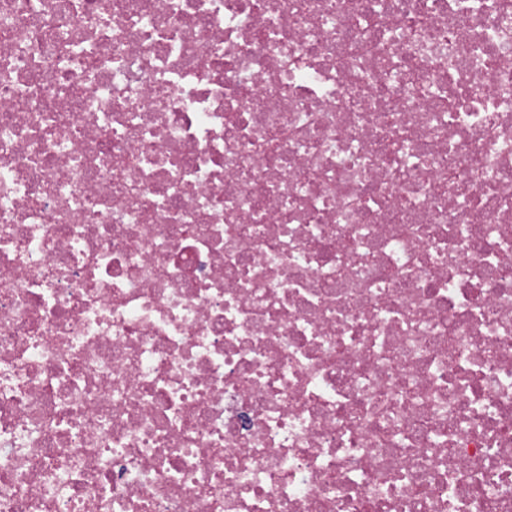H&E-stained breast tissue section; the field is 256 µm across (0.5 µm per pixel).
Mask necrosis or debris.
I'll return each instance as SVG.
<instances>
[{
	"instance_id": "obj_1",
	"label": "necrosis or debris",
	"mask_w": 512,
	"mask_h": 512,
	"mask_svg": "<svg viewBox=\"0 0 512 512\" xmlns=\"http://www.w3.org/2000/svg\"><path fill=\"white\" fill-rule=\"evenodd\" d=\"M0 512H512V0H0Z\"/></svg>"
}]
</instances>
